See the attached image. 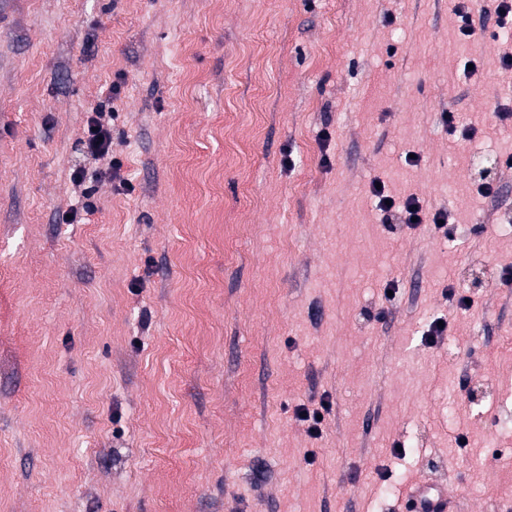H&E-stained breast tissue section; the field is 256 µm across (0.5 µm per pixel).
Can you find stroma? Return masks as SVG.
<instances>
[{"label":"stroma","instance_id":"35a3bbf8","mask_svg":"<svg viewBox=\"0 0 512 512\" xmlns=\"http://www.w3.org/2000/svg\"><path fill=\"white\" fill-rule=\"evenodd\" d=\"M453 7L0 0V512H512V42ZM107 105L102 103L92 112L82 139L84 152L94 158L107 155L112 147V129L106 120L107 116L111 119L112 112H105ZM377 183H380L381 187H377ZM370 192L375 198L376 208L387 216V223H393L391 217L397 224H423L426 221H431L434 229L443 237L452 236V225L449 223L447 214L442 211L432 213L424 201L418 197L409 195L402 204L397 206L394 197L385 193L384 184L377 179L371 182ZM385 200L391 201V205H386ZM412 217L416 218L415 222H412ZM331 410V403L328 400H322L320 402V408L309 410L306 407H299L296 409V416L299 421L307 424V431L310 436L318 438L321 435L320 424L323 421V412L329 413ZM317 415H321V419L317 418ZM409 496L414 502L413 512H447L451 502L447 488L427 482H419ZM427 509L432 511H425Z\"/></svg>","mask_w":512,"mask_h":512}]
</instances>
